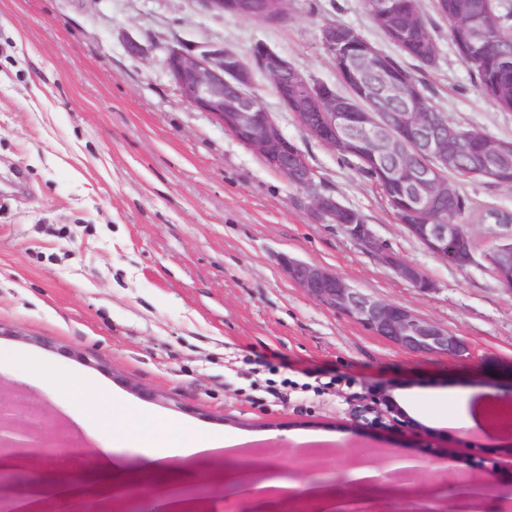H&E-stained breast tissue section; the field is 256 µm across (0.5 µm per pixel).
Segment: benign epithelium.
<instances>
[{
  "label": "benign epithelium",
  "mask_w": 512,
  "mask_h": 512,
  "mask_svg": "<svg viewBox=\"0 0 512 512\" xmlns=\"http://www.w3.org/2000/svg\"><path fill=\"white\" fill-rule=\"evenodd\" d=\"M204 11L239 15L262 22L286 18L285 0H199ZM322 50L331 58L344 90L313 81L286 57L257 42L245 63L224 48L198 52L171 46L164 65L184 101L208 113L270 169L305 190L308 207L328 224L390 267L414 288L428 291L433 284L417 266L401 260L379 243L357 211L316 189L314 172L306 155L282 132L272 113L250 91L255 75L270 82L281 105L313 138L332 150L358 158L373 169L384 196L408 233L436 257L461 266L474 262V243L465 225L448 222L442 204L457 183L448 171L462 177L499 179L512 170V141L487 134L464 136L431 107L419 86L393 71L386 55L370 43L357 42L354 32L328 22L320 28ZM502 242L486 251L484 260L502 289L512 294V226ZM288 277L325 307L342 313L371 333L415 354L461 357L466 341L409 310L374 299L354 288L343 277L317 264L283 255ZM384 417L402 420L387 399H370L359 420ZM25 448L33 456H47L52 446L44 439L41 412L31 406L0 404V512H21L14 486L19 474L5 466L7 451ZM416 470L395 469L386 482L411 484Z\"/></svg>",
  "instance_id": "obj_1"
}]
</instances>
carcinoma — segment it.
<instances>
[{
    "mask_svg": "<svg viewBox=\"0 0 512 512\" xmlns=\"http://www.w3.org/2000/svg\"><path fill=\"white\" fill-rule=\"evenodd\" d=\"M438 15L448 22L452 41L463 28L478 34L475 48L464 60L481 93L497 107L512 111V13L488 11L484 0H435ZM390 22L380 27L385 36L407 56L424 62L436 49L430 21L421 13L418 0H392ZM448 220L457 223L470 211L460 193L448 198Z\"/></svg>",
    "mask_w": 512,
    "mask_h": 512,
    "instance_id": "obj_1",
    "label": "carcinoma"
}]
</instances>
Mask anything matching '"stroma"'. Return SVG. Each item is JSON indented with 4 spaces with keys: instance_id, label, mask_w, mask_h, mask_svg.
Listing matches in <instances>:
<instances>
[{
    "instance_id": "35a3bbf8",
    "label": "stroma",
    "mask_w": 512,
    "mask_h": 512,
    "mask_svg": "<svg viewBox=\"0 0 512 512\" xmlns=\"http://www.w3.org/2000/svg\"><path fill=\"white\" fill-rule=\"evenodd\" d=\"M420 5L434 19L432 67L388 41L364 0H287L280 25L210 14L197 0H0V351L48 371L32 379L1 361L0 399L39 407L47 434L109 449L131 470L145 463L149 442L75 422L51 399L49 374L83 378L157 416L171 446L183 426L247 435L232 455L195 459L206 475L200 512H234L228 463L254 480L271 463L311 476L291 441L305 433L325 436V456L341 464L358 455L430 462L413 482L422 495L450 449L465 462L477 454L495 460L479 476L491 496L512 485V432L463 425L480 409L477 396L512 397V294L482 258L501 231L484 214L512 213V185L459 179L478 257L450 265L256 77V94L305 153L320 189L363 215L380 243L432 282L418 291L186 104L164 65L170 46L224 47L245 59L260 40L307 77L333 84L319 29L337 21L413 73L450 123L512 141V111L478 90L433 0ZM132 42L139 55L129 53ZM284 254L436 323L465 339L468 353L399 350L309 297L283 270ZM272 365L297 383L286 399L268 386ZM372 392L389 393L411 427L356 423L354 411Z\"/></svg>"
}]
</instances>
